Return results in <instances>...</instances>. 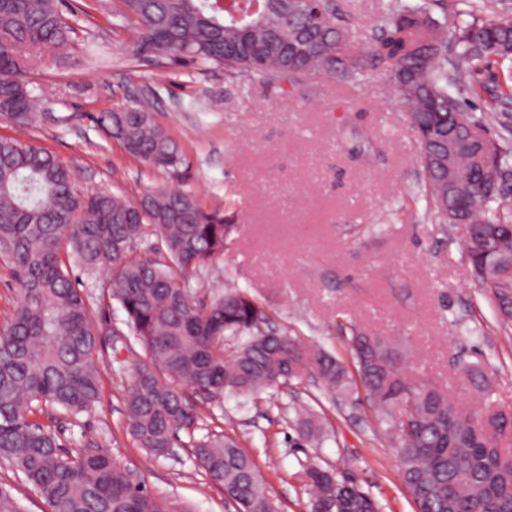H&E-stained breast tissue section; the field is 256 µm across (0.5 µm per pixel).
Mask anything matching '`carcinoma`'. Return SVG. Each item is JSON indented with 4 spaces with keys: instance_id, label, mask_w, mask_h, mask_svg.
Returning a JSON list of instances; mask_svg holds the SVG:
<instances>
[{
    "instance_id": "carcinoma-1",
    "label": "carcinoma",
    "mask_w": 512,
    "mask_h": 512,
    "mask_svg": "<svg viewBox=\"0 0 512 512\" xmlns=\"http://www.w3.org/2000/svg\"><path fill=\"white\" fill-rule=\"evenodd\" d=\"M97 7L135 24L134 56L220 68L293 85L321 76L362 85L386 67L407 120L418 134L422 195L443 224L460 227L476 280L499 321L512 324V120L490 112L504 136L489 140L485 174L461 112L471 77L490 62L512 72V18H480L476 0H388L375 31L350 39L347 19L330 0H117ZM72 33L62 0H0V115L33 134L40 97L31 71L66 50ZM95 123L132 158L172 173L183 150L157 124L147 99ZM233 225L189 191L156 186L135 200L81 189L52 152L0 135V247L11 260L19 301L0 329V461L11 464L49 512H187L153 496L144 479L112 454L73 456L52 430L30 420L50 406L69 416L100 398L97 332L88 297L60 259L63 241L87 271L111 270L110 295L147 356L133 363L123 390L125 429L155 458L180 444L197 419L179 384L206 399L253 397L304 372L331 396L349 401L358 387L387 425L406 492L418 512H512V414H480L437 383L407 370L394 343L351 330L355 372L319 346L268 328L265 309L246 291L226 288L192 297L172 273L195 272L223 252ZM157 239V258L131 255L133 243ZM236 340L227 354L224 342ZM193 456L234 512H268L273 497L239 442L211 434ZM311 512H379L357 484L316 463L304 471Z\"/></svg>"
}]
</instances>
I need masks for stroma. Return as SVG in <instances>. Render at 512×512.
<instances>
[{"label":"stroma","instance_id":"35a3bbf8","mask_svg":"<svg viewBox=\"0 0 512 512\" xmlns=\"http://www.w3.org/2000/svg\"><path fill=\"white\" fill-rule=\"evenodd\" d=\"M352 39L369 37L384 0H336ZM73 44L32 77L44 105L38 146L72 167L82 189L133 200L157 185L194 193L223 212L232 232L223 254L187 286L196 298L227 286L246 289L273 327L350 363L352 329L397 341L409 370L447 388L465 407L512 413V327L502 325L479 288L461 231L436 222L416 193L420 145L385 67L356 88L325 76L296 87L223 70L198 71L160 58L132 57L130 25L69 0ZM155 98V117L181 146L185 165L167 174L131 159L92 121L135 98ZM381 232H372L375 224ZM99 332L100 399L73 417L52 408L32 414L67 451L101 448L145 479L148 489L193 512H233L207 482L190 444L147 455L124 429L121 391L132 359L112 331L125 315L106 290L111 276L73 265ZM478 367L477 392L462 373ZM199 415L195 438L236 437L253 458L280 512H310L302 469L318 462L350 477L380 512H416L400 479L396 452L367 402L351 406L307 376L256 399L207 400L183 387ZM314 413L320 440L305 437L298 411Z\"/></svg>","mask_w":512,"mask_h":512}]
</instances>
